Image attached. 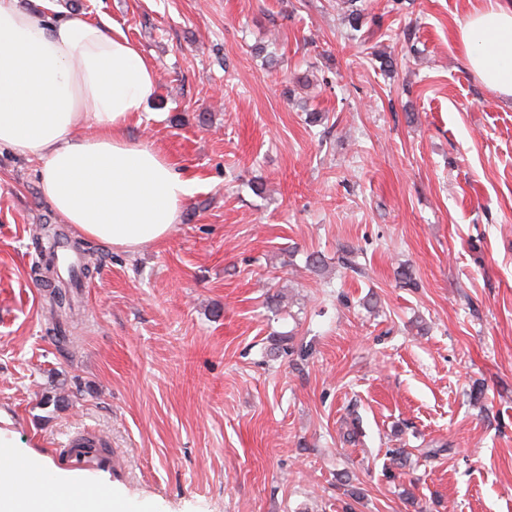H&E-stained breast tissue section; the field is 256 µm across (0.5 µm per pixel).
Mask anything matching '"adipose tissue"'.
Listing matches in <instances>:
<instances>
[{"mask_svg": "<svg viewBox=\"0 0 512 512\" xmlns=\"http://www.w3.org/2000/svg\"><path fill=\"white\" fill-rule=\"evenodd\" d=\"M467 69L512 99V0H482L460 26ZM156 72L118 28L72 15L43 20L0 0V146L41 163V190L84 237L132 251L165 238L195 188L151 144L126 138ZM11 512H123L112 491L79 498L19 489L0 459Z\"/></svg>", "mask_w": 512, "mask_h": 512, "instance_id": "1", "label": "adipose tissue"}]
</instances>
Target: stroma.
<instances>
[{
  "label": "stroma",
  "mask_w": 512,
  "mask_h": 512,
  "mask_svg": "<svg viewBox=\"0 0 512 512\" xmlns=\"http://www.w3.org/2000/svg\"><path fill=\"white\" fill-rule=\"evenodd\" d=\"M480 2L364 0L356 31L342 0H19L138 46L157 87L125 134L196 182L115 250L0 147L21 453L53 478L98 431L132 512H512V100L462 59ZM44 224L96 264L57 335Z\"/></svg>",
  "instance_id": "obj_1"
}]
</instances>
